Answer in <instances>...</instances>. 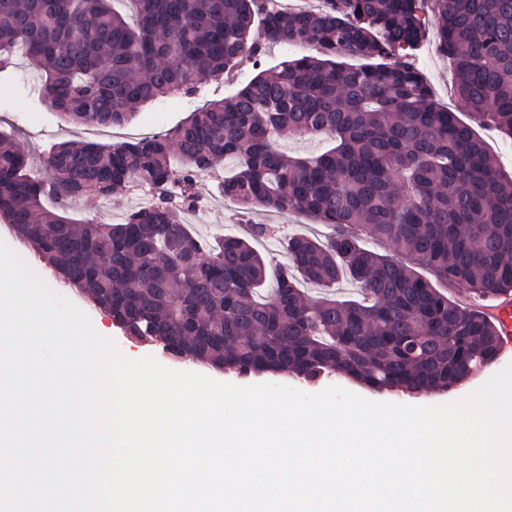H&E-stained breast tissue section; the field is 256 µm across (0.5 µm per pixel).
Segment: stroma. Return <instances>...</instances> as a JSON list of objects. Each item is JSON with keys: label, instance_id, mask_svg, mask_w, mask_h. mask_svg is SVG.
Masks as SVG:
<instances>
[{"label": "stroma", "instance_id": "obj_1", "mask_svg": "<svg viewBox=\"0 0 512 512\" xmlns=\"http://www.w3.org/2000/svg\"><path fill=\"white\" fill-rule=\"evenodd\" d=\"M284 54V48L270 46L261 59L255 60L249 57L241 59L236 66V77L233 82L209 79L202 83L199 93L195 96L173 95L168 97L166 109L160 110L153 105L139 109L136 116L121 127L120 132L123 139L131 141L164 133L204 104L232 95L246 85L260 70L279 62ZM415 61L428 82L435 102L440 107L455 112L459 118H466V107L454 97L452 92L454 77L448 66V61L438 55L433 39H426L421 44ZM11 72L15 80L11 85L10 98L6 102L0 103V132L10 135L19 150L36 159L50 145L67 140L107 142V130L78 126L60 119L54 113L41 109L37 94L38 74L24 56L16 57ZM252 224L274 226V234L260 239L257 247L275 267L288 261V255L283 245L285 235L293 231L308 235H320L324 232L323 226L312 223L308 218L298 214L285 215L273 212L243 214L235 208L226 206L223 198L211 195L206 198L201 223L193 225L192 230L199 237L211 242L226 233L241 232L243 226ZM31 269L53 291L82 309L91 319L94 328L104 331L106 337L112 338L124 356L131 359L151 356L172 370L197 372L218 381L236 383V376L224 374L195 361L173 358L136 337L124 335L113 324L112 317L108 312L87 305L75 292L61 285L50 275L43 261L32 260ZM506 365L505 359H498L494 364L450 392H431L415 398L400 395L397 396L396 401L400 404L415 403L424 406L456 401L477 390Z\"/></svg>", "mask_w": 512, "mask_h": 512}]
</instances>
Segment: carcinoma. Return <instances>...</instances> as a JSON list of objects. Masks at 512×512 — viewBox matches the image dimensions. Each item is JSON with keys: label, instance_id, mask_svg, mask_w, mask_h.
I'll list each match as a JSON object with an SVG mask.
<instances>
[{"label": "carcinoma", "instance_id": "1", "mask_svg": "<svg viewBox=\"0 0 512 512\" xmlns=\"http://www.w3.org/2000/svg\"><path fill=\"white\" fill-rule=\"evenodd\" d=\"M0 0V74L24 55L39 102L85 127L233 70L262 45L302 46L244 88L135 143L61 142L41 173L0 135V221L62 281L127 333L239 374L335 373L374 391L453 388L494 362L495 326L417 268L478 297L512 295V173L477 129L512 139V0H429L436 50L469 121L439 107L412 60L427 33L418 0ZM376 60L363 66L343 55ZM333 144L289 156L282 137ZM227 159L218 194L249 211L296 213L333 228L288 237L271 272L250 237L217 247L183 219L195 181ZM126 184L157 192L121 223L65 208ZM178 194H173L174 185ZM53 196L62 207L49 208ZM386 244L363 247L360 231ZM368 302L302 290L344 278Z\"/></svg>", "mask_w": 512, "mask_h": 512}]
</instances>
